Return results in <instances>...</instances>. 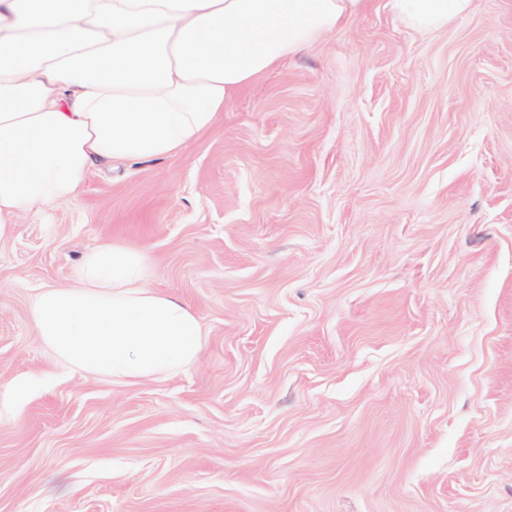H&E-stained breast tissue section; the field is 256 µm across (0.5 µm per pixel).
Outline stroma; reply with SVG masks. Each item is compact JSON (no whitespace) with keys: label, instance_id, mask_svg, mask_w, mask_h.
<instances>
[{"label":"stroma","instance_id":"obj_1","mask_svg":"<svg viewBox=\"0 0 512 512\" xmlns=\"http://www.w3.org/2000/svg\"><path fill=\"white\" fill-rule=\"evenodd\" d=\"M104 239L200 318L181 373L34 336L31 289ZM0 512H512V0L374 10L1 235ZM474 0H384L383 8L407 27L420 32L448 28L453 20L465 17Z\"/></svg>","mask_w":512,"mask_h":512}]
</instances>
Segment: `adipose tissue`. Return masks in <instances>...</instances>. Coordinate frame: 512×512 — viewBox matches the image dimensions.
<instances>
[{"label": "adipose tissue", "mask_w": 512, "mask_h": 512, "mask_svg": "<svg viewBox=\"0 0 512 512\" xmlns=\"http://www.w3.org/2000/svg\"><path fill=\"white\" fill-rule=\"evenodd\" d=\"M382 3L420 32L474 0H0V235L78 198L90 168L173 155L246 85ZM148 250L91 248L64 286L30 298L29 322L71 370L117 383L195 362L197 314L152 288Z\"/></svg>", "instance_id": "ef3b65f1"}]
</instances>
